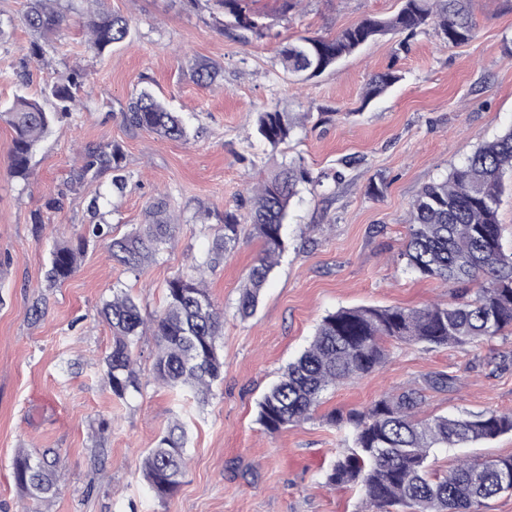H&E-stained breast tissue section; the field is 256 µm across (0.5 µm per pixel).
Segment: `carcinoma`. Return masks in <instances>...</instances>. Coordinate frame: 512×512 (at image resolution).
I'll return each mask as SVG.
<instances>
[{
  "mask_svg": "<svg viewBox=\"0 0 512 512\" xmlns=\"http://www.w3.org/2000/svg\"><path fill=\"white\" fill-rule=\"evenodd\" d=\"M76 0H26L21 21L43 36L55 35L72 23L90 34L87 48L96 56L122 42L129 21L103 7L82 11ZM224 14V26L262 37L270 30L266 16L249 7V0H211ZM432 25L448 47L468 42L473 23L467 0H402L390 18L367 17L332 37L300 36L278 49L283 68L301 81L319 77L345 56L370 40L389 33H414ZM84 73L72 70L45 84L40 94H18L0 106V122L12 132L9 170L22 180L30 175L29 160L38 143L77 106ZM397 80L388 71L374 76L368 96L382 94ZM126 123L170 140L188 139L181 116L151 93L131 96L124 113ZM293 124L288 113L276 109L258 113L255 135L272 147L285 144ZM123 155L117 146L87 149L72 174L81 186L112 173V185L123 186ZM512 179V126L494 140L479 146L448 176L432 182L413 200V222L400 257L408 269L438 279L456 292L447 305L423 307L345 308L323 317L309 346L286 367L281 379L259 402L258 422L273 434L313 415L323 392L339 383L361 378L381 365L391 342L428 347L451 344L480 345L512 333V252L502 244L498 220L506 178ZM304 163L292 161L284 170L264 180L251 209L252 234L263 242V253L250 268L239 296L238 313L253 315L270 272L284 251L283 230L289 209L301 186L321 184ZM177 225L156 221L120 237L111 225L91 224L88 234L107 241L110 256L129 270L154 258L170 240ZM237 216L224 212V235L217 238L209 266L237 242ZM85 238L60 243L51 250L46 274L54 285L77 269ZM101 315L112 330V348L105 357V376L112 394L123 399L139 390L133 369L137 338L151 333L157 353L155 379L171 388L188 389L203 400L222 379L224 361L219 339L222 312L201 280L179 275L167 284L166 305L152 319L123 291L105 301ZM456 378L446 372L427 376L434 391L453 387ZM423 390L406 388L387 395L363 410L331 412L326 421L347 424L352 447L344 451L326 474L333 486L356 484L364 490L365 512H484L487 502L512 492V456L482 460L461 459L448 473L432 472L428 458L436 449L465 448L512 433V413L496 410L465 412L457 416L420 419ZM185 431L176 423L148 450L142 462L144 479L163 499L180 483L184 471ZM13 478L23 496L39 504L55 493L59 478L56 457L22 453L14 461Z\"/></svg>",
  "mask_w": 512,
  "mask_h": 512,
  "instance_id": "1",
  "label": "carcinoma"
}]
</instances>
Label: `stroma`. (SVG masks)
Segmentation results:
<instances>
[{"instance_id": "35a3bbf8", "label": "stroma", "mask_w": 512, "mask_h": 512, "mask_svg": "<svg viewBox=\"0 0 512 512\" xmlns=\"http://www.w3.org/2000/svg\"><path fill=\"white\" fill-rule=\"evenodd\" d=\"M24 2L0 0L7 32L0 104L19 93L24 68L33 74L32 94L75 67L85 82L80 111L40 141L28 179L10 176L12 131L0 123V512H23L26 504L12 478L14 458L45 450L60 458L63 487L40 512H363L359 487L326 482L350 444L346 429L327 423L332 410L363 409L444 371L457 376L456 385L426 391L421 416L512 411L508 335L478 346L392 344L374 371L324 392L310 420L273 435L256 421L258 400L327 313L451 302L445 283L419 277L398 255L419 190L512 126V0H470L475 29L467 43L446 47L431 25L389 34L306 82L285 72L277 54L283 43L333 36L368 15L390 17L400 0H302L290 11L284 0H251L271 25L263 38L225 29L208 0H108L130 21L124 42L98 58L85 47L87 32L72 26L45 43L40 61L28 55L35 36L21 23ZM203 64L214 71L211 83L196 81ZM387 70L399 82L366 99L373 75ZM141 90L180 113L188 140L128 126L123 114ZM266 109L300 118L288 143L273 148L256 139L257 114ZM105 144L122 150L123 189L105 173L70 190L79 154ZM298 158L329 178L294 199L285 250L256 312L241 318L240 288L262 250L251 234L250 189ZM337 171L341 180H331ZM372 182L378 195L367 192ZM52 198L59 208H47ZM160 201L178 230L153 260L127 270L111 260L105 241L88 237L76 272L48 284L55 243L76 241L97 218L123 235L152 223ZM228 210L238 218L239 240L204 271L224 311L223 380L202 402L164 387L147 335L133 348L141 389L118 399L104 378L112 332L103 303L119 289L145 318L157 315L168 281L207 259ZM177 421L187 431L185 473L160 500L142 476L141 458ZM463 455H512V434L436 450L431 468L445 473Z\"/></svg>"}]
</instances>
